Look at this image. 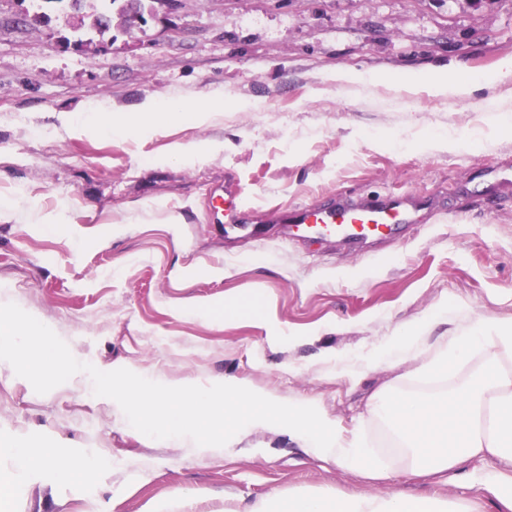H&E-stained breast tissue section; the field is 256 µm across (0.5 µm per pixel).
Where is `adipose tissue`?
<instances>
[{
	"label": "adipose tissue",
	"instance_id": "1",
	"mask_svg": "<svg viewBox=\"0 0 512 512\" xmlns=\"http://www.w3.org/2000/svg\"><path fill=\"white\" fill-rule=\"evenodd\" d=\"M511 81L512 56H507L488 75L463 77L452 65H439L427 72L421 84L433 97L453 101ZM160 105V100L153 99L143 102L133 116L107 111L72 115L68 121L85 130L125 134L138 117H156ZM463 313L460 307L425 313L416 322L413 335L394 337L381 352L365 357L337 358L335 364L323 365L322 372L355 381L378 368L408 361L412 364L408 380H437L454 374L473 353H483V365L466 381L397 397L380 390L370 397L367 414L390 434L405 460L406 476L443 474L476 457L496 459V466L474 476L472 486L512 512V321L487 318L478 322L465 319ZM450 318L458 323L456 335L437 345L430 343L431 330ZM0 322L6 325L1 336L20 343L10 360L12 371L52 373L62 380L84 376L88 389L107 398L119 419L150 425L185 448L201 447L211 435L214 403L207 394L184 387L174 398L164 384L129 388L124 379L101 378L79 360L61 355L55 344L33 335L30 320L1 310ZM276 430L287 432L307 453L338 469L381 482L383 488L350 494L274 493L257 500L249 512H470L464 500L399 489L391 464L379 460L364 433L338 427L312 402L286 404L240 383L225 386V448H234L254 434ZM0 455L14 464L8 477L0 480V490L7 494L16 493L21 476L28 471L57 465L64 476L89 479L98 467L92 456L60 464L55 447L26 441L1 446Z\"/></svg>",
	"mask_w": 512,
	"mask_h": 512
}]
</instances>
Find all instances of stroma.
I'll return each instance as SVG.
<instances>
[{"instance_id":"obj_1","label":"stroma","mask_w":512,"mask_h":512,"mask_svg":"<svg viewBox=\"0 0 512 512\" xmlns=\"http://www.w3.org/2000/svg\"><path fill=\"white\" fill-rule=\"evenodd\" d=\"M134 34L115 26L74 50L64 19L19 22L0 0V307L41 325L72 357L129 386L162 378L213 396L239 381L284 402L308 400L343 429L366 424L379 387L408 392L403 368L358 385L319 375L322 360L369 354L424 313L466 304L512 319V83L495 103L394 96L383 86L337 90L338 68L415 81L441 62L487 74L512 56V0H143ZM208 101L205 124L114 135L63 124V113H134L155 98ZM188 156L174 161V148ZM240 194L258 237L214 223L212 198ZM404 199L421 220L362 250L286 237L289 209L340 200ZM60 215L35 224L31 215ZM264 301L205 320L194 304ZM377 456L398 455L366 424ZM93 454L90 480L55 467L22 479L0 512H248L272 491H375L284 432L260 451L197 457L165 435L117 421L82 379L64 385L0 366V443ZM470 460L404 489L474 497Z\"/></svg>"}]
</instances>
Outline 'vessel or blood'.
Instances as JSON below:
<instances>
[{"label": "vessel or blood", "mask_w": 512, "mask_h": 512, "mask_svg": "<svg viewBox=\"0 0 512 512\" xmlns=\"http://www.w3.org/2000/svg\"><path fill=\"white\" fill-rule=\"evenodd\" d=\"M289 237L303 240L335 239L358 246L385 241L398 226L417 223L414 210L401 200L336 205L329 208L300 206L285 216Z\"/></svg>", "instance_id": "vessel-or-blood-1"}]
</instances>
